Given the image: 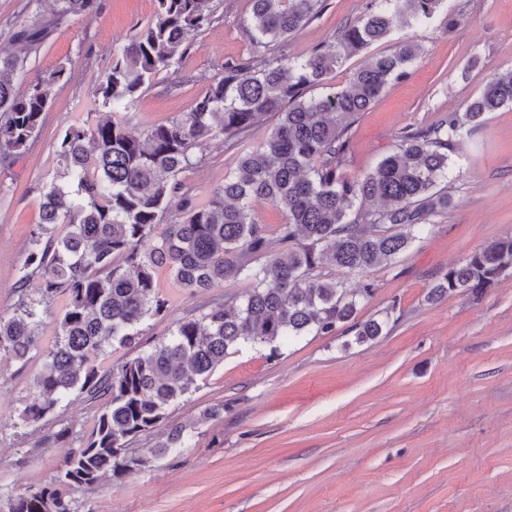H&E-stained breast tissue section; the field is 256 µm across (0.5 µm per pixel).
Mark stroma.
Instances as JSON below:
<instances>
[{
    "label": "stroma",
    "mask_w": 512,
    "mask_h": 512,
    "mask_svg": "<svg viewBox=\"0 0 512 512\" xmlns=\"http://www.w3.org/2000/svg\"><path fill=\"white\" fill-rule=\"evenodd\" d=\"M218 19L199 32L178 65L163 73L129 112L140 130L188 111L225 63L248 56V0H215ZM30 56L18 89L66 66L45 123L29 150L0 166V315L10 316L31 231L47 187L58 181L64 130L98 109L97 85L119 52L154 15L155 0H98ZM371 0H326L324 11L288 43L300 55L335 44L341 28ZM51 0H0V53L13 31ZM423 54L411 75L391 83L352 126L348 170H371L398 132L462 110L496 74L512 68V0H444L426 24L396 30ZM208 162L191 177L196 202L224 181L234 152L207 146ZM448 189L457 207L436 217L393 264L359 275L327 267L330 277L374 295L359 319L389 317L391 332L357 344L352 334L304 336L277 348L242 344L169 410L168 423L138 437L135 448L163 441L169 424L191 436L180 448L78 494V512H512V270L478 295L429 303L440 271L488 241L512 235V107L490 113L452 157ZM167 313L141 326L144 345L166 333L186 309L210 297L242 295L232 280L190 294L162 272ZM41 366L0 361V499L49 482L65 451L35 452L16 428ZM223 404L215 420L206 408ZM101 404L72 393L47 432L69 428L79 445L97 425ZM68 444V445H69Z\"/></svg>",
    "instance_id": "stroma-1"
}]
</instances>
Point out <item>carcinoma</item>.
Listing matches in <instances>:
<instances>
[{"label": "carcinoma", "mask_w": 512, "mask_h": 512, "mask_svg": "<svg viewBox=\"0 0 512 512\" xmlns=\"http://www.w3.org/2000/svg\"><path fill=\"white\" fill-rule=\"evenodd\" d=\"M373 2L364 17L344 25L336 44L290 57L283 46L323 11L325 0H249L254 54L225 63L189 111L141 132L130 129L127 113L214 21L211 0H155L152 19L115 54L96 89L106 113L61 135L58 156L69 182L44 193L18 303L11 316L0 315V360L25 366L42 357L36 393L14 424L34 439L30 451L67 438L66 429L44 434L42 428L73 391L104 401L103 410L95 430L59 459L51 481L9 497L7 512H78L75 494L185 446L189 435L175 425L155 447L126 453L131 440L167 420L170 407L241 343L271 346L307 334L334 336L343 327L357 343L388 334L387 320H357L373 288L351 293L324 266L359 274L390 265L432 218L454 208L450 157L488 113L512 106V69L495 75L463 111L400 132L372 170L353 176V123L391 82L407 77L420 45L406 38L394 51L371 57L345 90L310 91L350 56L431 19L443 0ZM52 3L50 15L38 11L13 33L20 49L0 55V163L25 153L49 111L53 87L69 79L60 65L19 91L16 81L30 54L53 29L94 11L97 0ZM270 118L265 139L236 153L224 184L196 203L187 176L204 163L206 145L222 140L236 149ZM178 195L181 216L170 220ZM259 200L285 213L276 227L285 247L278 254L268 226L254 215ZM57 225L65 233H55ZM510 269L512 236L495 238L444 269L427 299L478 294ZM162 270L193 294L226 280H245L250 288L191 308L169 337L141 351L139 326L167 311L157 284ZM36 274L42 282L33 298L27 282ZM61 297L55 340L45 349L43 315ZM114 346L137 355L105 369L101 357Z\"/></svg>", "instance_id": "cac0c4a2"}]
</instances>
